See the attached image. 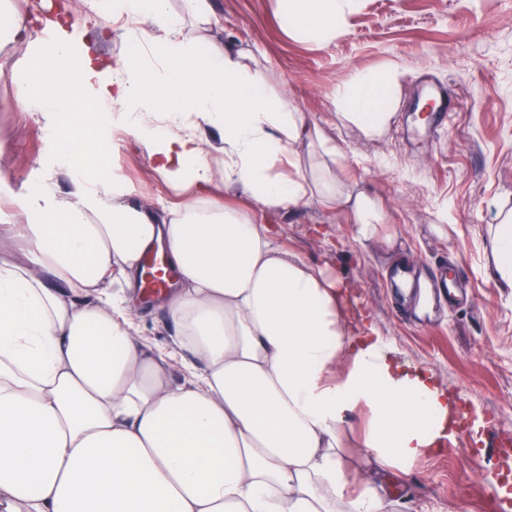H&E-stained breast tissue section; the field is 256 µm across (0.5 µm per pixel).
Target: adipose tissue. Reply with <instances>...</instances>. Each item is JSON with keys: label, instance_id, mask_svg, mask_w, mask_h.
Wrapping results in <instances>:
<instances>
[{"label": "adipose tissue", "instance_id": "obj_1", "mask_svg": "<svg viewBox=\"0 0 512 512\" xmlns=\"http://www.w3.org/2000/svg\"><path fill=\"white\" fill-rule=\"evenodd\" d=\"M277 2L309 39L343 17L339 0ZM89 6L143 54L77 58L67 24L42 40L12 13L10 40L42 47L17 99L60 114L46 130L68 139V168L100 151L73 128L110 114L182 199L158 211L122 181L75 178L65 194L26 197L22 223L5 225L24 262H0V512H387L336 452L348 416L368 418L374 473L403 470L455 439L454 395L379 337L344 330L342 281L282 247L278 225L216 204L213 186L257 189L271 211L313 197L347 208L363 240L379 221L371 198L338 185L321 128L311 131L327 160L302 171L305 119L268 93L247 52L214 40L198 54L169 0ZM404 75L360 73L334 106L381 132ZM184 112L193 124L177 123ZM151 254L177 274L160 300L177 330L170 350H152L135 326ZM490 255L493 279L512 288V212L498 213ZM176 354L181 383L169 372Z\"/></svg>", "mask_w": 512, "mask_h": 512}]
</instances>
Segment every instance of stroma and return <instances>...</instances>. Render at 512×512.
Returning a JSON list of instances; mask_svg holds the SVG:
<instances>
[{
    "instance_id": "1",
    "label": "stroma",
    "mask_w": 512,
    "mask_h": 512,
    "mask_svg": "<svg viewBox=\"0 0 512 512\" xmlns=\"http://www.w3.org/2000/svg\"><path fill=\"white\" fill-rule=\"evenodd\" d=\"M211 25L224 41L250 50L268 91L290 100L340 151L346 189L366 192L384 220L360 241L347 209L311 199L270 214L249 191L219 189L222 202L248 209L255 223L277 224L282 241L304 263L352 285L356 326L393 346L410 365L433 370L471 415L479 440L461 432L438 454L402 474L376 479L390 512H512V497L490 489L487 473L512 481V290L490 276L489 227L512 210V0H348L343 19L322 43L284 31L276 0H210ZM80 7L72 21L75 50L91 46L111 58L122 42ZM34 49L0 44V198L21 201L46 185L62 145L41 116L24 111L17 92ZM400 65L407 75L390 90L393 117L377 136L346 123L332 106L339 88L360 72ZM446 83L457 112L449 128L420 125L412 109L424 80ZM87 141L102 144L107 167L86 166L95 180L120 179L154 208L176 193L152 170L146 152L113 145L103 122ZM327 227L329 235L313 230ZM393 238L395 251L384 241ZM415 278L440 266L462 294L441 315L418 313L415 297L396 288L399 260Z\"/></svg>"
}]
</instances>
